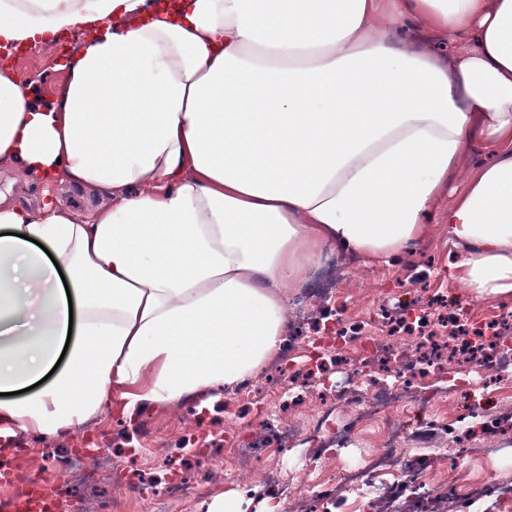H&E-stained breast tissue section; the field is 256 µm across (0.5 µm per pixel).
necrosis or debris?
<instances>
[{
    "instance_id": "obj_1",
    "label": "necrosis or debris",
    "mask_w": 512,
    "mask_h": 512,
    "mask_svg": "<svg viewBox=\"0 0 512 512\" xmlns=\"http://www.w3.org/2000/svg\"><path fill=\"white\" fill-rule=\"evenodd\" d=\"M295 317L288 350L277 361V371L292 374L304 369L311 377L305 396H291L284 384L259 378L243 387L240 398L224 405V424L236 429L244 410L240 399H291L298 413L268 416L270 434H256L234 450L236 478L259 486L288 503V512H422L433 503L436 512H512V481L469 468L479 451L472 436L482 424L475 418H458L455 409L462 392L472 395V404L494 399L512 404V366L499 363L498 353L512 355V344L499 345L496 334L512 321V312L461 310L447 289L427 288L421 303L395 294L388 316L412 332L429 329L443 317L477 332L489 356L477 366L473 377L452 379L447 390L434 394L417 390L415 380L433 371L432 359L412 353L410 347L383 333L372 314L349 325L337 323L335 348L325 352L319 335L322 320L309 295L299 296L290 306ZM448 422L457 438L452 449H439V458L451 457L452 471L439 469L412 448L408 437L424 418ZM372 435L365 453L341 459L338 451L350 447L356 434ZM273 446L305 449L309 456L306 483L284 484L280 468L259 462L258 449ZM343 487V498L321 496L328 483Z\"/></svg>"
}]
</instances>
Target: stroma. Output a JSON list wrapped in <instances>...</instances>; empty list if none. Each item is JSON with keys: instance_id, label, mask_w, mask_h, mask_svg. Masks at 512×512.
I'll list each match as a JSON object with an SVG mask.
<instances>
[{"instance_id": "stroma-1", "label": "stroma", "mask_w": 512, "mask_h": 512, "mask_svg": "<svg viewBox=\"0 0 512 512\" xmlns=\"http://www.w3.org/2000/svg\"><path fill=\"white\" fill-rule=\"evenodd\" d=\"M66 60L59 53L29 68L25 82L35 103L58 100L67 81ZM14 188L27 208L37 211L44 203L57 202L79 222L87 221L94 207L108 199L107 194L83 189L64 173L41 184L20 182ZM458 253L449 241L447 226L437 223L430 237L388 264L377 268L360 262L352 265L351 279L340 287L346 292L354 288L403 290L413 287V277L420 273L426 287L450 289L458 303L469 305L472 297L454 288L450 276ZM229 395L226 388L204 390L174 406L143 403L129 416L108 411L82 428L54 437L0 436V467L11 472L8 484L0 486V501L19 497L20 480L25 477L37 481L47 495L72 504L74 512H114L119 493L126 497V512H150L153 492L173 481L192 492L202 487L242 496L245 512H261V488L240 485L207 469L208 460H223L232 445L224 430V400ZM84 448L92 449L99 459L97 477L64 478L60 461ZM146 448L151 451L147 457L142 454Z\"/></svg>"}]
</instances>
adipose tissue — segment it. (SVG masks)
<instances>
[{
  "instance_id": "ef3b65f1",
  "label": "adipose tissue",
  "mask_w": 512,
  "mask_h": 512,
  "mask_svg": "<svg viewBox=\"0 0 512 512\" xmlns=\"http://www.w3.org/2000/svg\"><path fill=\"white\" fill-rule=\"evenodd\" d=\"M84 25L57 102L0 72V162L113 197L0 192L1 435L257 378L312 268L388 263L453 182L454 284L512 299V0H0V46ZM10 177L17 180L16 186H11L12 195L17 192L21 201L33 212L40 210L46 202H59L78 222L87 221L94 207L106 204L109 197L106 193L83 189L64 173L41 184L26 185L18 180L15 172H8L6 166L0 163V189L8 187Z\"/></svg>"
}]
</instances>
